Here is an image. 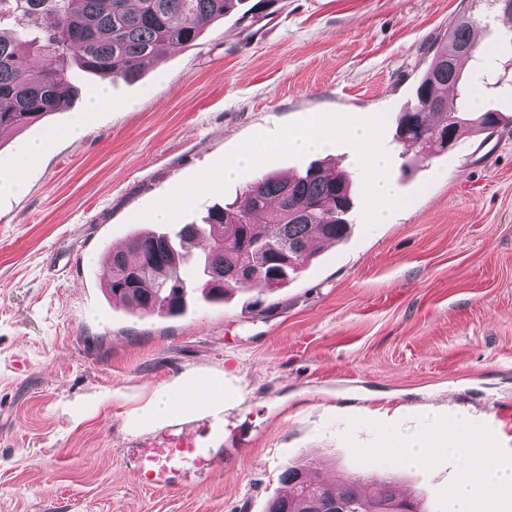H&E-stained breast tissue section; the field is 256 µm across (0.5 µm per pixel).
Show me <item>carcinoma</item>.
<instances>
[{
  "mask_svg": "<svg viewBox=\"0 0 512 512\" xmlns=\"http://www.w3.org/2000/svg\"><path fill=\"white\" fill-rule=\"evenodd\" d=\"M243 0H0V131L26 127L66 105L63 89L70 64L103 81L133 80L150 60L190 46L203 27ZM479 17L464 6L434 47L413 103L398 123L415 113L423 141L407 143L428 153L427 140L451 128L456 137L491 130L499 110L473 112L468 80L459 62L484 56L473 38ZM352 208L344 174L311 164L290 177L265 174L224 205L208 209L201 223L184 224L172 234L150 231L130 237L125 250L108 253L104 275L115 302L143 316L183 314L188 297L200 290L219 302L231 290L257 291L252 304L262 312L267 274H282L285 286L312 258L310 242L337 240L349 228ZM207 241L199 256L193 242ZM288 247V267L281 264ZM258 272L242 281L238 272L250 258ZM288 493L272 500L267 512H428L421 501L396 494L384 474L369 473L343 486L325 481L313 462L283 474Z\"/></svg>",
  "mask_w": 512,
  "mask_h": 512,
  "instance_id": "obj_1",
  "label": "carcinoma"
}]
</instances>
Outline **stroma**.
<instances>
[{
	"mask_svg": "<svg viewBox=\"0 0 512 512\" xmlns=\"http://www.w3.org/2000/svg\"><path fill=\"white\" fill-rule=\"evenodd\" d=\"M461 0H278L233 11L193 46L112 82L72 69L67 109L0 134V168L39 140L23 194L0 196V512H266L290 465L326 464L342 482L372 468L401 496L452 512L469 461L438 450L407 467L409 442L442 420L452 440L490 444L512 470V100L493 133L419 154L396 128ZM321 113L385 114L388 179L405 206L363 220L354 150L282 158L202 197L183 223L232 201L260 174L314 161L344 171L347 234L317 249L259 314L251 292L137 317L102 278L112 242L151 230L140 210L250 136ZM83 118L76 140L51 132ZM222 376L214 414L145 427L161 387ZM190 434L222 468L185 467L176 489L142 486L134 458Z\"/></svg>",
	"mask_w": 512,
	"mask_h": 512,
	"instance_id": "1",
	"label": "stroma"
}]
</instances>
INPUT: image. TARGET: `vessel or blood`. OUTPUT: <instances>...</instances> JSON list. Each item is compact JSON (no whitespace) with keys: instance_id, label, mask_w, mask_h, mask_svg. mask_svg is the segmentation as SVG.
Segmentation results:
<instances>
[{"instance_id":"vessel-or-blood-1","label":"vessel or blood","mask_w":512,"mask_h":512,"mask_svg":"<svg viewBox=\"0 0 512 512\" xmlns=\"http://www.w3.org/2000/svg\"><path fill=\"white\" fill-rule=\"evenodd\" d=\"M192 464L197 470H212L214 461L209 449L193 439L167 437L158 448L142 449L137 471L143 485L155 489H171L181 465Z\"/></svg>"}]
</instances>
